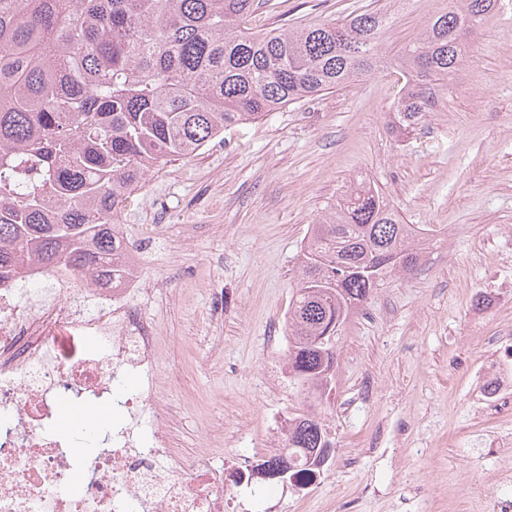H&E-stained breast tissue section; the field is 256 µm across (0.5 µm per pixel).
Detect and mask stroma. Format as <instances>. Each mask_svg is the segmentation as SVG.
Returning a JSON list of instances; mask_svg holds the SVG:
<instances>
[{"instance_id": "stroma-1", "label": "stroma", "mask_w": 512, "mask_h": 512, "mask_svg": "<svg viewBox=\"0 0 512 512\" xmlns=\"http://www.w3.org/2000/svg\"><path fill=\"white\" fill-rule=\"evenodd\" d=\"M443 0H396L385 39H414ZM379 0H271L252 32L337 20ZM392 66L226 130L161 164L119 217L164 249L133 302L155 328L172 447L213 448L232 477L282 450L275 421L315 412L336 452L307 486L233 488L226 512H496L512 499V411L483 408L471 373L512 349V0L467 39L460 75L406 138L388 128ZM428 230L419 260L349 318L335 387L288 378V308L311 224L359 180ZM250 416L239 424L240 412Z\"/></svg>"}]
</instances>
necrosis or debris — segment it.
<instances>
[{
  "label": "necrosis or debris",
  "mask_w": 512,
  "mask_h": 512,
  "mask_svg": "<svg viewBox=\"0 0 512 512\" xmlns=\"http://www.w3.org/2000/svg\"><path fill=\"white\" fill-rule=\"evenodd\" d=\"M56 299L0 288V512H224L229 490L210 452L180 456L156 401L154 330L120 287H82L64 266L39 269ZM106 404L118 421L76 451L56 435L63 404Z\"/></svg>",
  "instance_id": "4bbe7bcc"
}]
</instances>
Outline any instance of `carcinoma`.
<instances>
[{
  "instance_id": "cac0c4a2",
  "label": "carcinoma",
  "mask_w": 512,
  "mask_h": 512,
  "mask_svg": "<svg viewBox=\"0 0 512 512\" xmlns=\"http://www.w3.org/2000/svg\"><path fill=\"white\" fill-rule=\"evenodd\" d=\"M500 2L445 6L389 52L381 9L253 33L240 22L260 0H0V284L33 264L118 270L128 257L112 226L146 173L377 67L402 71L391 127L411 133ZM414 238L364 181L311 225L288 310L292 384L332 391L340 339H320L321 323L414 266ZM334 453L317 415L292 420L281 459L298 479Z\"/></svg>"
}]
</instances>
